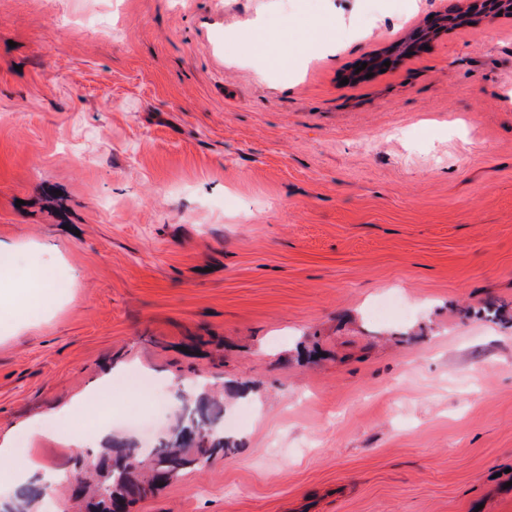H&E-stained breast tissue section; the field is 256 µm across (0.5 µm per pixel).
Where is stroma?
Returning a JSON list of instances; mask_svg holds the SVG:
<instances>
[{
  "instance_id": "stroma-1",
  "label": "stroma",
  "mask_w": 512,
  "mask_h": 512,
  "mask_svg": "<svg viewBox=\"0 0 512 512\" xmlns=\"http://www.w3.org/2000/svg\"><path fill=\"white\" fill-rule=\"evenodd\" d=\"M473 2L0 0V282L88 275L0 318V437L107 383L146 453L200 382L227 450L130 512H512V14L400 50Z\"/></svg>"
}]
</instances>
